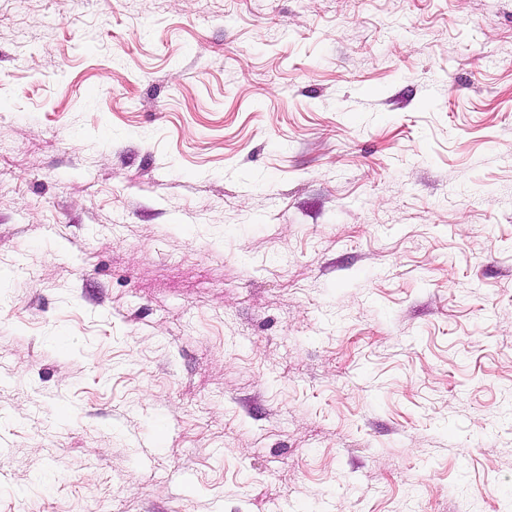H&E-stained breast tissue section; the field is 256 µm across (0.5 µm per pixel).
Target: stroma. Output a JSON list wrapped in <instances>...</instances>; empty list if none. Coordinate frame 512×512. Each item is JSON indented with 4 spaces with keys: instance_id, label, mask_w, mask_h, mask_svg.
I'll use <instances>...</instances> for the list:
<instances>
[{
    "instance_id": "35a3bbf8",
    "label": "stroma",
    "mask_w": 512,
    "mask_h": 512,
    "mask_svg": "<svg viewBox=\"0 0 512 512\" xmlns=\"http://www.w3.org/2000/svg\"><path fill=\"white\" fill-rule=\"evenodd\" d=\"M0 512H512V0H0Z\"/></svg>"
}]
</instances>
